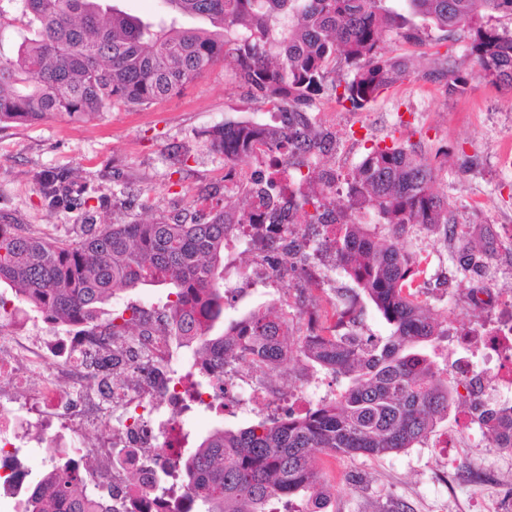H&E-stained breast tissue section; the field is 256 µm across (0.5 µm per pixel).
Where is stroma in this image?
I'll return each instance as SVG.
<instances>
[{
	"mask_svg": "<svg viewBox=\"0 0 512 512\" xmlns=\"http://www.w3.org/2000/svg\"><path fill=\"white\" fill-rule=\"evenodd\" d=\"M110 3L146 22L209 25L200 17L174 16L164 0ZM316 111L339 141L324 162L342 173L380 140L415 146L430 159L448 149L436 187L458 220L456 232L418 224L400 243L419 260L423 299L447 319L450 332L493 322L499 306L512 299V164L503 160L512 150V93L476 79L464 93L450 96L440 86L409 78L364 110L349 111L325 95ZM269 119L267 105L246 97L218 64L179 95L140 109L114 108L82 122L56 116L34 125L2 124L0 221L58 241L79 240L78 213L52 212L40 202L39 176L59 170L105 197L104 207L91 211L99 224L207 210L229 193L224 156L209 149V132L227 122ZM343 294L357 298L360 336L377 342L390 335V325L338 266L327 267L323 293L306 298L315 305ZM272 379L284 392L313 384L324 400L346 386L344 378L297 355ZM269 416L262 406L220 416L199 412L185 428L195 447L215 429L237 430ZM459 417L451 411L434 437L398 453L318 454L328 490L324 512H394L398 506L403 512H478L493 502L500 512H512V453L485 444L465 446L454 468L436 454V435L454 428Z\"/></svg>",
	"mask_w": 512,
	"mask_h": 512,
	"instance_id": "stroma-1",
	"label": "stroma"
}]
</instances>
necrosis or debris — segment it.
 <instances>
[{
  "label": "necrosis or debris",
  "mask_w": 512,
  "mask_h": 512,
  "mask_svg": "<svg viewBox=\"0 0 512 512\" xmlns=\"http://www.w3.org/2000/svg\"><path fill=\"white\" fill-rule=\"evenodd\" d=\"M254 169L247 185L274 183L281 203L296 189L281 173L282 158L258 142L250 154ZM297 216L281 212L276 225L238 224L224 243L227 255L245 245L260 262L236 290L288 281V244L298 235ZM12 331L0 334V512H22L38 486L37 472L18 461L35 448L46 462L68 465L72 474L112 492L114 512H197L189 498L173 500L160 492L172 460L189 441L176 416L185 405L209 407L216 398L238 402L241 394L272 407L285 395L233 368L213 369L210 353L188 360L181 339L161 335L156 316L145 317L132 344L113 340L92 345L81 326L57 328L53 337L34 336L26 319L11 317ZM450 375L466 394L512 393V310L489 335L459 330ZM111 356L110 370L89 368L85 356ZM103 435L86 445V430Z\"/></svg>",
  "instance_id": "1"
}]
</instances>
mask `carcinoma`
Masks as SVG:
<instances>
[{"label": "carcinoma", "mask_w": 512, "mask_h": 512, "mask_svg": "<svg viewBox=\"0 0 512 512\" xmlns=\"http://www.w3.org/2000/svg\"><path fill=\"white\" fill-rule=\"evenodd\" d=\"M179 14L208 18L213 29L156 27L101 0H0V29L21 23L11 57L0 54V123L37 124L54 116L80 121L113 107L132 109L172 97L218 63L229 67L247 97L288 115V130L249 121L213 130L209 147L234 168L258 136L286 157L288 178L303 186L293 206L302 235L336 213V264L392 326L370 343L354 331L356 300L340 299L328 336H294L280 310H257L232 335L224 325V239L234 224H254L252 202L215 204L209 214L184 211L129 224L84 226L65 243L0 224V309L22 304L48 323L78 324L94 334L112 324V297L144 286L169 288L158 318L168 336H194L220 346L224 362L258 353L269 369L291 348L348 379L335 399L297 416L238 430L218 428L186 459L171 464L172 486L199 512H321L326 490L313 450L381 457L426 440L453 398L427 347L448 335L413 283V254L395 242L416 224L456 223L435 188L439 166L413 146L368 148L354 170L329 174L319 156L338 148L314 114L324 95L350 110L368 107L412 76L462 93L483 79L512 91V32L479 23L488 12L512 17V0H164ZM467 33L465 58L389 56L383 36L420 43ZM346 75L326 83L330 65ZM39 194L50 211L89 210L85 188L61 172L46 173ZM373 211L388 234L378 239L359 220ZM497 448H512V416L488 426ZM100 492L78 486L62 465L47 474L25 512H97Z\"/></svg>", "instance_id": "cac0c4a2"}]
</instances>
